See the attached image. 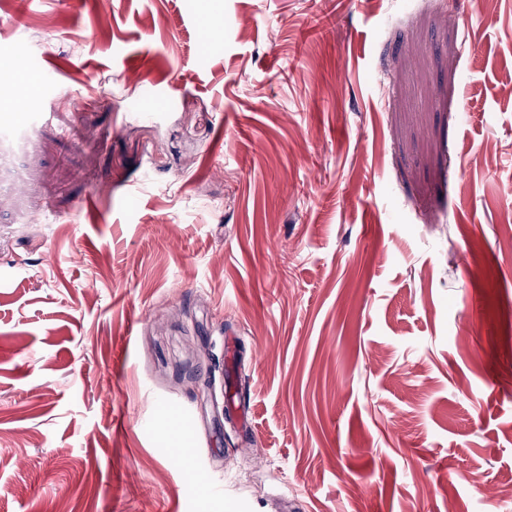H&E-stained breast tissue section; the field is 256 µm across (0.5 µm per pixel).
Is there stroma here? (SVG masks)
Listing matches in <instances>:
<instances>
[{
    "mask_svg": "<svg viewBox=\"0 0 512 512\" xmlns=\"http://www.w3.org/2000/svg\"><path fill=\"white\" fill-rule=\"evenodd\" d=\"M511 220L512 0H0V512H512Z\"/></svg>",
    "mask_w": 512,
    "mask_h": 512,
    "instance_id": "35a3bbf8",
    "label": "stroma"
}]
</instances>
